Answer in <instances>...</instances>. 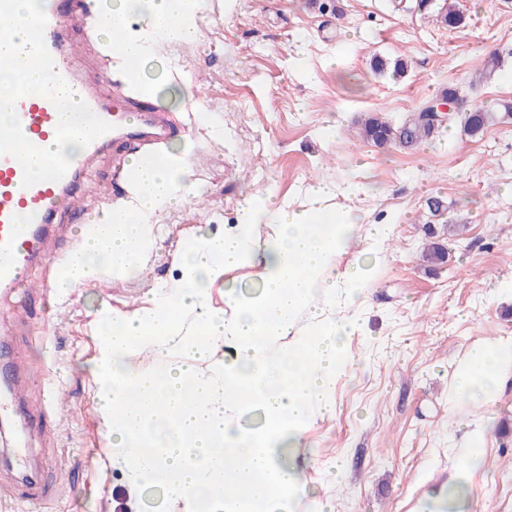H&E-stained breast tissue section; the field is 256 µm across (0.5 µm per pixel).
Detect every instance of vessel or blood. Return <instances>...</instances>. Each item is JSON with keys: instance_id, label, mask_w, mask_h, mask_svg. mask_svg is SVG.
Here are the masks:
<instances>
[{"instance_id": "1", "label": "vessel or blood", "mask_w": 512, "mask_h": 512, "mask_svg": "<svg viewBox=\"0 0 512 512\" xmlns=\"http://www.w3.org/2000/svg\"><path fill=\"white\" fill-rule=\"evenodd\" d=\"M92 16V0H55L28 36L33 53L0 59V68L22 67L42 78L41 85L0 93L10 110L0 125V296L27 287L25 273L50 261L46 242L60 225L91 218L83 170L95 156L117 147L113 175L122 197L135 178L131 153H158L178 132L165 113L126 92L104 107L101 91L81 75L86 45L71 37L72 29H87ZM72 112L90 122L81 157L51 158L34 172L31 155L68 133Z\"/></svg>"}]
</instances>
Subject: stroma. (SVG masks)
I'll return each mask as SVG.
<instances>
[{
  "mask_svg": "<svg viewBox=\"0 0 512 512\" xmlns=\"http://www.w3.org/2000/svg\"><path fill=\"white\" fill-rule=\"evenodd\" d=\"M199 0L195 43L160 47L149 71L159 89L152 104L187 133L168 145L185 155L199 187L196 199L154 217L160 230L138 273L112 274L49 305L16 294L0 300V334L25 357L31 381L27 412L41 421L0 435V512H153L160 495L127 493L112 458L86 371L99 354L89 311L113 315L154 305L157 282L180 277V256L195 239L246 231L273 236L269 224L242 225L251 198L272 193L293 208L308 206V183L356 185L336 196L360 217L353 243L336 256L368 280V307L346 339L358 362L334 389L331 412L311 420L297 462L305 493L294 512H454L442 489L469 424L485 428L483 461L467 472L473 492L455 512H512V378L484 407L472 399L448 405V381L467 351L486 340L512 341V117L496 104L512 100V0H456L463 27L432 22L419 0ZM402 59L405 76L375 74L373 55ZM496 55L490 80L479 62ZM464 106L495 118L480 138L453 120L420 145L382 148L356 136L365 112L392 117L413 111L446 87ZM216 118L224 135L204 126ZM113 161L104 150L86 168L92 213L111 198ZM446 209L433 216L427 201ZM384 235L367 237L369 225ZM460 224L448 238V261L429 270L426 225ZM255 261L227 271L210 290L213 308L225 292L261 286Z\"/></svg>",
  "mask_w": 512,
  "mask_h": 512,
  "instance_id": "1",
  "label": "stroma"
}]
</instances>
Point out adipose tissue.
Listing matches in <instances>:
<instances>
[{
  "label": "adipose tissue",
  "mask_w": 512,
  "mask_h": 512,
  "mask_svg": "<svg viewBox=\"0 0 512 512\" xmlns=\"http://www.w3.org/2000/svg\"><path fill=\"white\" fill-rule=\"evenodd\" d=\"M196 5L102 0L99 28L106 37L120 33L121 60L136 62L141 74L157 43L198 40ZM50 7L51 0H19L17 23L0 34V56L25 52L30 27ZM131 162L139 170L131 206L92 224L54 280L57 292H79L102 274L133 268L137 251L152 241L155 211L190 201L194 183L183 158L137 155ZM339 192L351 198L357 189L312 183L306 209L276 204L269 193L248 202L244 223L273 224V242L241 233L200 238L183 251L180 278L157 285L154 307L119 318L94 313L100 353L89 375L129 496L154 487L183 512H286L301 495V471L279 463L278 443H297L310 420L332 410L336 380L354 365L345 339L357 322L331 311L339 302L369 301L364 272L336 265L359 222L351 210L330 207ZM247 257L267 272L259 292H228L226 311L212 310L211 285ZM226 347L235 351L229 363L216 356ZM138 350L152 351L154 364L130 365ZM463 369L479 383L475 399L491 403L512 369V342L473 346ZM257 410L262 424L247 425Z\"/></svg>",
  "instance_id": "1"
}]
</instances>
